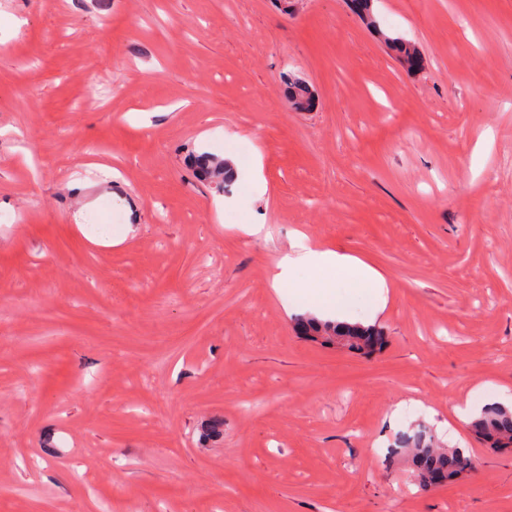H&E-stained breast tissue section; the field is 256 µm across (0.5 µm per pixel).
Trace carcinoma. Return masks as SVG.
<instances>
[{
    "label": "carcinoma",
    "mask_w": 512,
    "mask_h": 512,
    "mask_svg": "<svg viewBox=\"0 0 512 512\" xmlns=\"http://www.w3.org/2000/svg\"><path fill=\"white\" fill-rule=\"evenodd\" d=\"M379 36L385 45L398 53L404 64L411 68L421 65L422 58L415 45L383 32ZM284 84L291 105L299 103L305 110L314 107L315 96L305 81L290 76L285 79ZM194 164L199 173L218 180L224 188L229 187L235 179L233 166L226 160L201 154L195 157ZM299 330L303 335L319 340L324 345L339 344L363 353L373 352L384 343L382 333L374 327L338 325L309 318L299 324ZM471 427L476 436L491 448L512 447V408L501 405L486 407L471 422ZM393 453L409 460L413 475L422 488L429 487L428 478L433 475L440 477L443 484H451L471 466L469 457L460 449L441 447L436 435L425 429L402 434L397 439Z\"/></svg>",
    "instance_id": "carcinoma-1"
}]
</instances>
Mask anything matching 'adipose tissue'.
<instances>
[{"instance_id": "1", "label": "adipose tissue", "mask_w": 512, "mask_h": 512, "mask_svg": "<svg viewBox=\"0 0 512 512\" xmlns=\"http://www.w3.org/2000/svg\"><path fill=\"white\" fill-rule=\"evenodd\" d=\"M293 253L283 254L272 270L271 283L276 291H288L298 298L303 309L321 320L340 321L341 303L332 278L335 271H344L352 288L373 294L378 302H386L389 285L376 270L360 260L332 249L308 242L305 235H296ZM312 272L308 281L294 279L295 268Z\"/></svg>"}]
</instances>
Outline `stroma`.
Returning a JSON list of instances; mask_svg holds the SVG:
<instances>
[{"mask_svg":"<svg viewBox=\"0 0 512 512\" xmlns=\"http://www.w3.org/2000/svg\"><path fill=\"white\" fill-rule=\"evenodd\" d=\"M372 12L421 70L348 0H0V512H512L455 411L512 396V0ZM299 232L383 349L296 333ZM420 423L464 477L387 463ZM379 36L390 49L396 51L400 60L411 68H417L422 63V58L417 47L406 43L399 38L391 37L381 31ZM285 93L288 97V102L293 107L299 102L302 105V110H311L315 104V96L308 84L295 77L288 76L284 81ZM194 164L199 173L216 179L220 186L227 188L235 179L233 166L226 160H219L213 156L201 154L195 156ZM294 254H283L272 270V287L279 293L285 304L289 305L292 296L305 311L311 312L321 320L348 322L340 316L342 305L336 295V283L329 276L336 270L344 271L350 281V288L364 290L373 294L380 302L376 309L384 308L387 301L388 282L376 270L360 260L336 250L320 248L308 242L303 234H297L292 245ZM297 267H304L314 274L308 281L294 279ZM288 288V294L283 292Z\"/></svg>","mask_w":512,"mask_h":512,"instance_id":"obj_1","label":"stroma"}]
</instances>
